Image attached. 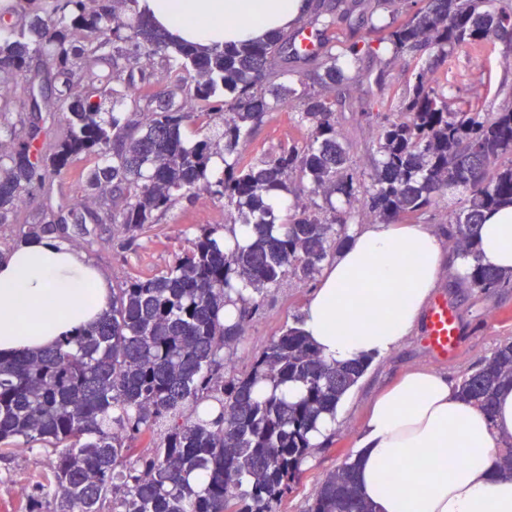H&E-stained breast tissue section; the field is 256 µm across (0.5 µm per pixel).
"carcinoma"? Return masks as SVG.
<instances>
[{"label":"carcinoma","mask_w":512,"mask_h":512,"mask_svg":"<svg viewBox=\"0 0 512 512\" xmlns=\"http://www.w3.org/2000/svg\"><path fill=\"white\" fill-rule=\"evenodd\" d=\"M27 23L0 40V80L16 81L35 55L51 63L58 100L68 112L65 138L49 147L37 136L0 149V224L16 223L36 174L56 175L83 156L93 167L77 173L97 206L59 211L28 235L70 238L89 224H117L135 239L176 202L200 188L237 210L230 224H251L253 239L224 251L203 227L191 247L165 271L112 289V308L99 322L47 350L0 356V454L23 441L49 449L47 484L28 496L25 512H278L308 451L309 432L363 376L368 359L328 364L307 336L290 328L237 375L233 349L261 304L242 300L238 318L224 323V306L243 284L255 293L293 277L312 279L332 243L343 246L345 224L368 212L386 224L414 219L441 193L466 198L448 225L456 255L467 261L471 287L512 288V275L479 259L484 213L512 202V108L493 114L457 111L430 85L434 64L472 43H512V0H421L408 18L371 24L394 53L429 57L400 100L401 117L376 128L380 153L370 182L352 165L336 127V90L344 80L339 55L325 43L301 92L275 84L288 61L307 60L281 35L202 54L152 29L136 0L88 10L85 0H26ZM162 53L169 83L151 91L135 74L142 55ZM299 94L303 143L278 155L246 161L242 131ZM11 100L0 94V130L16 137ZM203 133L190 142L186 130ZM222 176L211 179L212 159ZM323 193V203H294L276 224L271 200L291 184ZM344 198L338 210L332 196ZM292 382L303 395L290 402L278 389ZM512 383V342L497 348L461 382L462 393L491 411L498 386ZM265 383L270 392L256 393ZM160 432V443L139 452L132 441ZM307 512H371L344 464L321 483Z\"/></svg>","instance_id":"cac0c4a2"}]
</instances>
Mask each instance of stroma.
<instances>
[{"label":"stroma","instance_id":"35a3bbf8","mask_svg":"<svg viewBox=\"0 0 512 512\" xmlns=\"http://www.w3.org/2000/svg\"><path fill=\"white\" fill-rule=\"evenodd\" d=\"M310 3L311 8L299 19V26H310L318 15L327 11L345 9L349 12L348 20L323 32L322 41L340 50L354 42L370 47L359 59L340 57L345 80L336 88L352 106L351 111L339 116L341 138L348 144L355 166L362 172H370L373 161L379 157L376 122L383 115L397 117L395 93L405 87L422 62L406 53L393 56L390 44L379 42L370 26L388 23L389 16L383 11H373V0H310ZM382 69L387 72L388 86L383 94L370 80L371 75ZM433 78L450 108H457L480 88L484 91L481 111H498L512 98V51H507L501 43L492 49L483 45L463 47L434 71ZM298 110L299 101L292 98L278 111L267 113L263 123L240 142V151L257 157L273 152L280 144L301 140L306 129L296 121ZM29 190L33 198L22 211V223L0 224L1 249L21 242L29 225L45 223L52 212L69 209L82 199L71 173L66 170L45 181H33ZM225 222L223 199L200 192L192 200H181L169 209L158 224L138 237L135 246H127L123 234L109 224L91 226L90 238H77L74 246L107 270L117 286L129 277L172 265L177 255L190 248L200 227L220 228ZM313 288V282L290 279L282 287L265 293L259 315L238 344L234 356L236 371L249 370L254 354L293 325L295 317L302 315ZM435 292L448 298L460 312V355L451 360L436 358L427 344L426 327L420 323L396 349L373 356L367 371L353 387L342 418L329 433L327 443L313 449L304 460L298 480L283 498L280 512H306L326 475L351 459L370 403L405 373L428 368L458 381L490 357L500 344L512 341V288L484 294L470 287L462 277L446 273L439 279ZM50 460L44 450L28 451L23 459L14 452L0 458V512H24L26 500L17 497V483L23 480L28 488H35L43 482Z\"/></svg>","mask_w":512,"mask_h":512}]
</instances>
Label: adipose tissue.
<instances>
[{"label":"adipose tissue","mask_w":512,"mask_h":512,"mask_svg":"<svg viewBox=\"0 0 512 512\" xmlns=\"http://www.w3.org/2000/svg\"><path fill=\"white\" fill-rule=\"evenodd\" d=\"M308 0H137L151 25L207 51L268 39L295 24ZM325 266L301 330L328 363L387 353L413 332L447 252L425 224L351 225ZM484 265L512 271V204L479 230ZM112 282L77 248L45 235L0 253V355L49 348L109 310ZM512 437V384L493 413L439 372H408L373 401L353 457L360 496L375 512H512V473L499 448ZM397 465L390 476L389 465Z\"/></svg>","instance_id":"adipose-tissue-1"}]
</instances>
